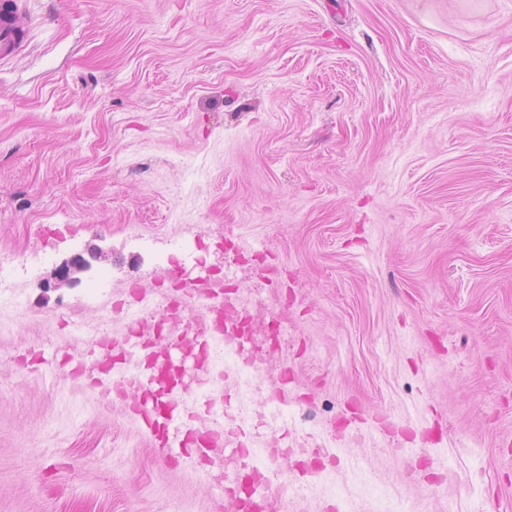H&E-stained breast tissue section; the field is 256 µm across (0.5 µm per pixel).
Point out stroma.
<instances>
[{"instance_id":"obj_1","label":"stroma","mask_w":512,"mask_h":512,"mask_svg":"<svg viewBox=\"0 0 512 512\" xmlns=\"http://www.w3.org/2000/svg\"><path fill=\"white\" fill-rule=\"evenodd\" d=\"M15 3L0 262L25 313L0 306V512H218L222 463L169 466L62 361L88 350L74 324L128 335L113 302L158 298L172 254L238 264L277 434H311L280 460L288 512H512V0ZM224 373L217 394L200 369L183 412L252 402Z\"/></svg>"}]
</instances>
